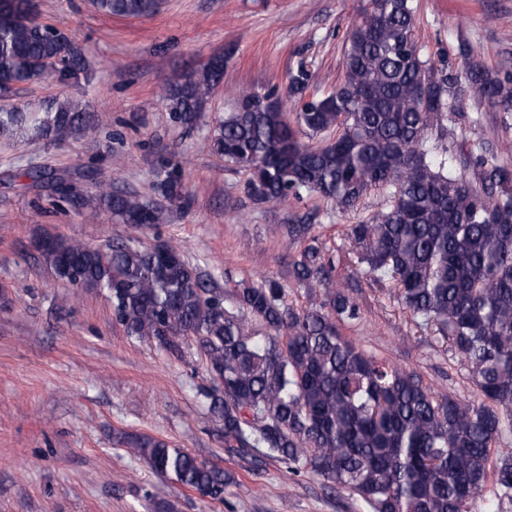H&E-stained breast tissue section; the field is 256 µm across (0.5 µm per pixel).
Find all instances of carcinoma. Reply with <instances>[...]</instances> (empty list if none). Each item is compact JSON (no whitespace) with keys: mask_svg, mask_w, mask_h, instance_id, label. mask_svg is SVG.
Returning a JSON list of instances; mask_svg holds the SVG:
<instances>
[{"mask_svg":"<svg viewBox=\"0 0 512 512\" xmlns=\"http://www.w3.org/2000/svg\"><path fill=\"white\" fill-rule=\"evenodd\" d=\"M31 0H0V87L34 78L61 82L87 70L82 51L54 26L38 21ZM158 0H94L101 12L146 17ZM416 0H373L347 33L340 82L326 95L306 94L309 72L298 65L288 117L263 94L236 93L231 111L207 137L209 152L248 174L246 192L278 205L318 195L348 212L373 191L379 209L347 237L359 263L423 324L433 325L458 355L478 398L461 402L432 389L403 367L343 336L360 305L334 281L336 262L308 218L287 224L300 244L291 275L303 288H323L320 301L297 309L276 279L242 280L229 290L168 242L130 239L101 250L55 236L37 249L55 275L74 288H99L125 335L173 355L198 342L213 381L211 409L224 445L258 452L313 472L345 489L367 512H473L497 453L495 498L512 500V165L486 152L460 158L445 146L448 113L464 95L512 112V80L470 62L467 81L424 58L414 38ZM224 62L188 72L159 88L170 120L196 125ZM99 117L82 99H52L30 109H0V134L20 145L61 142L94 132ZM479 169L478 182L466 174ZM24 176L57 202L94 206L118 224H159L164 207L112 183L86 196L72 181L32 167ZM155 190L187 202L182 167L156 169ZM122 443L162 476H172L213 502L224 501V469L198 461L168 442L124 434Z\"/></svg>","mask_w":512,"mask_h":512,"instance_id":"1","label":"carcinoma"}]
</instances>
